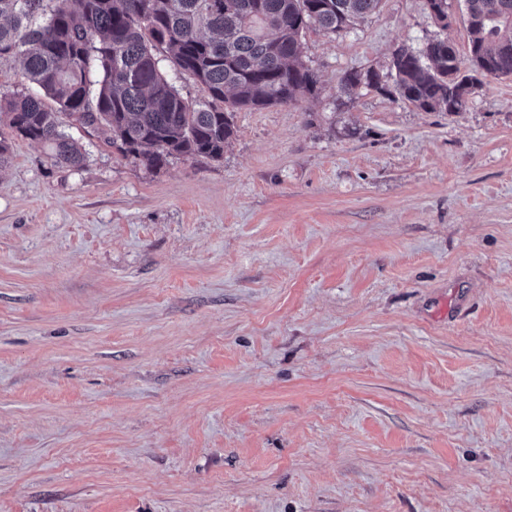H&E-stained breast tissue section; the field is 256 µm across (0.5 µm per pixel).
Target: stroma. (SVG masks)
Segmentation results:
<instances>
[{
	"label": "stroma",
	"instance_id": "1",
	"mask_svg": "<svg viewBox=\"0 0 512 512\" xmlns=\"http://www.w3.org/2000/svg\"><path fill=\"white\" fill-rule=\"evenodd\" d=\"M448 3L309 28L316 97L218 160L0 130V512H512V77L339 89L441 34L468 63Z\"/></svg>",
	"mask_w": 512,
	"mask_h": 512
}]
</instances>
